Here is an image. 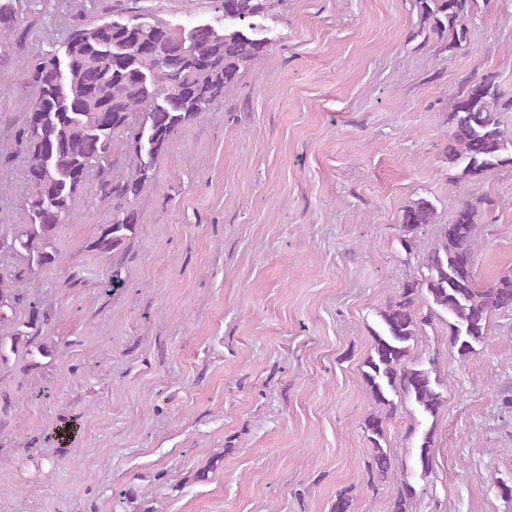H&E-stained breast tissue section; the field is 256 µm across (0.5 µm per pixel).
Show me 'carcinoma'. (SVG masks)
I'll use <instances>...</instances> for the list:
<instances>
[{
    "instance_id": "carcinoma-1",
    "label": "carcinoma",
    "mask_w": 512,
    "mask_h": 512,
    "mask_svg": "<svg viewBox=\"0 0 512 512\" xmlns=\"http://www.w3.org/2000/svg\"><path fill=\"white\" fill-rule=\"evenodd\" d=\"M0 0V28H14L17 3ZM217 13L211 23L189 28L138 12L135 7L111 16L87 15L95 0H79L62 54L23 61L21 74L36 90V99L14 131V145L0 151V165L21 164L32 191L20 223L0 235V252L20 256V274L40 275L57 262L53 241L60 225L79 205L91 172H96L97 196L110 209L93 247L115 254L129 245L139 224V205L156 181V165L171 140L186 124L214 110L252 61L269 44L266 21L279 0H213ZM475 0H418L428 35L447 36L452 52L470 42L466 23ZM512 110L502 100L497 74L486 72L449 96L448 166L461 180L475 179L502 166H512V132L499 119ZM126 135L135 167L125 177H112L116 141ZM483 201L459 205L443 224L432 247L421 253L420 277L406 281L396 297L379 308L378 328L372 330L371 353L363 379L373 411L363 423L372 445L369 481H387L395 471L389 448L383 446L387 423L403 405L413 406L421 420L411 425L416 466L420 475L433 471L434 430L430 421L443 403L434 375L435 361H409L410 350L425 327L441 314L448 316V338L466 360L486 343L489 319L496 311H512V273L488 287L476 283V227ZM434 205L420 198L402 214L399 243L408 254L420 250L421 239L435 223ZM25 320L16 326L15 315ZM48 320L36 300L18 293L0 279V367L19 347L29 366L50 355L38 341ZM421 492L409 479L396 487L391 512H409Z\"/></svg>"
}]
</instances>
